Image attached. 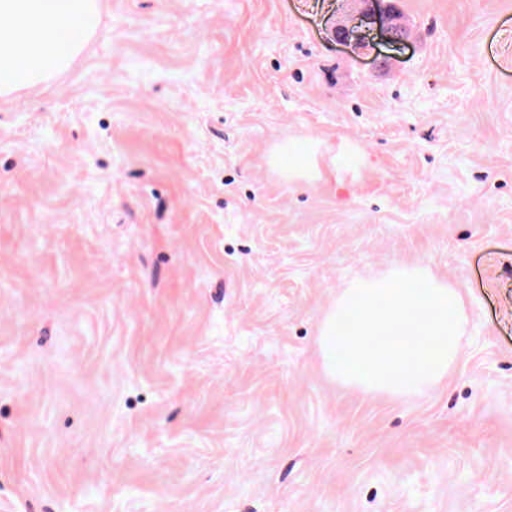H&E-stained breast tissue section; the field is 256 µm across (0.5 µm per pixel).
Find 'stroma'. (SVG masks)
<instances>
[{"label": "stroma", "mask_w": 512, "mask_h": 512, "mask_svg": "<svg viewBox=\"0 0 512 512\" xmlns=\"http://www.w3.org/2000/svg\"><path fill=\"white\" fill-rule=\"evenodd\" d=\"M364 8L102 0L0 98V512H512V0H376L375 54ZM415 263L447 380L330 381L337 291ZM374 12L372 9H366L360 13L358 22L352 27L343 30L338 37L342 42L353 41L355 47L363 50H375L367 38V32L370 30L366 27L367 24H372L375 21Z\"/></svg>", "instance_id": "35a3bbf8"}]
</instances>
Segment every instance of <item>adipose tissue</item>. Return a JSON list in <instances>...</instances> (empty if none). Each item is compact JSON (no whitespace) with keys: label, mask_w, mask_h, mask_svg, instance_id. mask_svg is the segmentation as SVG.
Wrapping results in <instances>:
<instances>
[{"label":"adipose tissue","mask_w":512,"mask_h":512,"mask_svg":"<svg viewBox=\"0 0 512 512\" xmlns=\"http://www.w3.org/2000/svg\"><path fill=\"white\" fill-rule=\"evenodd\" d=\"M101 0H0V97L48 82L66 70L97 33ZM80 32L65 52L47 48Z\"/></svg>","instance_id":"ef3b65f1"}]
</instances>
